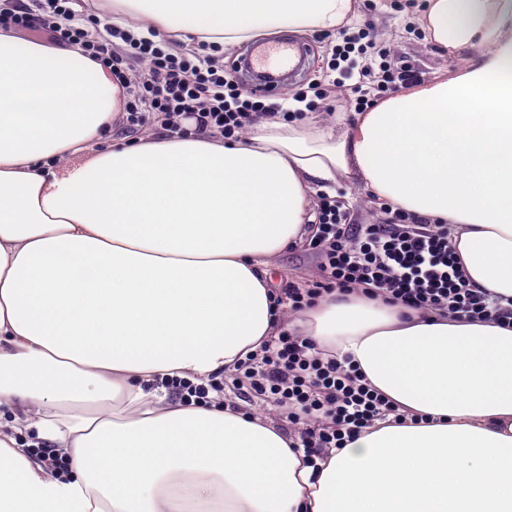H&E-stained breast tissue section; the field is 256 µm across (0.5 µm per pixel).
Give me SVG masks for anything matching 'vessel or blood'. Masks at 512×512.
Here are the masks:
<instances>
[{
	"label": "vessel or blood",
	"mask_w": 512,
	"mask_h": 512,
	"mask_svg": "<svg viewBox=\"0 0 512 512\" xmlns=\"http://www.w3.org/2000/svg\"><path fill=\"white\" fill-rule=\"evenodd\" d=\"M243 52L254 73L249 90L256 94L268 93L281 74L294 70L296 60L303 57L302 47L293 42L249 43L244 46Z\"/></svg>",
	"instance_id": "1"
}]
</instances>
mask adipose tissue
I'll use <instances>...</instances> for the list:
<instances>
[{"label": "adipose tissue", "instance_id": "ef3b65f1", "mask_svg": "<svg viewBox=\"0 0 512 512\" xmlns=\"http://www.w3.org/2000/svg\"><path fill=\"white\" fill-rule=\"evenodd\" d=\"M228 47L333 31L358 0H107ZM467 64L366 112L267 118L247 136L108 144L109 68L0 29V512H512V327L332 297L297 320L409 419L317 466L209 392L284 320L266 266L346 177L451 229L475 287L512 300V0H427ZM53 448L63 470L44 465ZM167 385H171L173 389L177 390V394L188 401L194 397V401L197 403L207 402L205 399L208 396L209 388L213 390H219L212 383L209 384V388L203 385H194L187 381L178 379L168 380Z\"/></svg>", "mask_w": 512, "mask_h": 512}]
</instances>
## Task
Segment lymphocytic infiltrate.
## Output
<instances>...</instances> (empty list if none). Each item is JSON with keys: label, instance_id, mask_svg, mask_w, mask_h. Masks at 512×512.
<instances>
[{"label": "lymphocytic infiltrate", "instance_id": "f902f5d3", "mask_svg": "<svg viewBox=\"0 0 512 512\" xmlns=\"http://www.w3.org/2000/svg\"><path fill=\"white\" fill-rule=\"evenodd\" d=\"M70 0H42L40 15L0 9V27L27 30L41 25L51 41L78 46L108 67L128 99L120 121L135 129L160 117L172 135H201L229 139L245 121L277 112L274 104L247 91L210 56L189 58L174 52L166 39L140 37L126 28L107 25L105 39L67 24ZM377 65L362 64L359 80L350 87L355 111L373 107L380 95L398 92L407 78L394 74L385 50H371ZM318 230L307 244L320 258L322 279L316 288L288 287L284 296L299 312L332 293L382 298L420 313H443L468 320L512 323V302L474 287L459 267L447 225L410 219L391 211L379 224H351L334 201L323 200ZM238 386L263 397L289 423L297 425L298 440L308 460L326 457L376 421L401 420L396 404L365 382L349 357L316 351L305 338L284 331L259 353L236 366Z\"/></svg>", "mask_w": 512, "mask_h": 512}]
</instances>
